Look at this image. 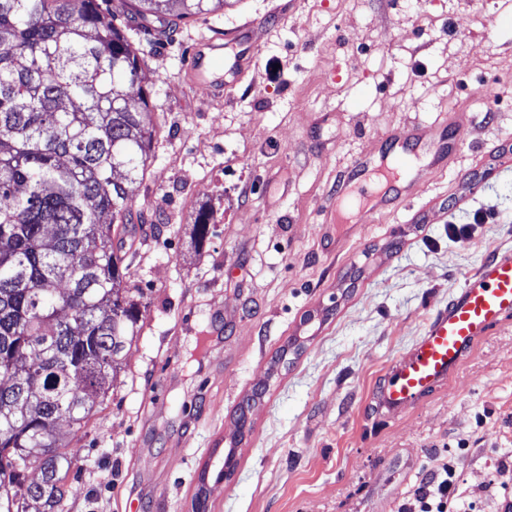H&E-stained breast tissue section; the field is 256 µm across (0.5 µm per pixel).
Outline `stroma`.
<instances>
[{
	"mask_svg": "<svg viewBox=\"0 0 512 512\" xmlns=\"http://www.w3.org/2000/svg\"><path fill=\"white\" fill-rule=\"evenodd\" d=\"M242 27L251 68L220 95L193 85L195 40ZM130 42L160 127L131 202L141 328L89 424L55 427L67 512H194L202 489L207 512H397L447 457L495 512L512 498V480L490 486L512 456V317L402 416L367 400L465 277L512 249V0H229ZM446 124L459 150L412 207L341 239L323 224L356 155Z\"/></svg>",
	"mask_w": 512,
	"mask_h": 512,
	"instance_id": "stroma-1",
	"label": "stroma"
}]
</instances>
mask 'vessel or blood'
<instances>
[{"mask_svg":"<svg viewBox=\"0 0 512 512\" xmlns=\"http://www.w3.org/2000/svg\"><path fill=\"white\" fill-rule=\"evenodd\" d=\"M234 52L225 62V49ZM254 60V46L245 30L227 31L223 40L203 37L194 45L190 68L193 84L220 93L222 64L244 69ZM418 128L394 132L382 140L381 154H358L345 169L335 194L324 207L329 224H357L400 206L412 197L400 182V170H413ZM512 315V249L499 251L466 277L447 306L426 322L412 347L380 376L368 406L392 417L404 413L418 400L445 385L457 372L474 345L505 317Z\"/></svg>","mask_w":512,"mask_h":512,"instance_id":"vessel-or-blood-1","label":"vessel or blood"}]
</instances>
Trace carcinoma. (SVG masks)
Instances as JSON below:
<instances>
[{"label": "carcinoma", "instance_id": "obj_1", "mask_svg": "<svg viewBox=\"0 0 512 512\" xmlns=\"http://www.w3.org/2000/svg\"><path fill=\"white\" fill-rule=\"evenodd\" d=\"M224 2L120 0L145 33ZM142 73L99 0H0V512H64L53 428L94 416L135 336L129 202L157 133L129 94ZM209 233L202 209L194 244Z\"/></svg>", "mask_w": 512, "mask_h": 512}]
</instances>
